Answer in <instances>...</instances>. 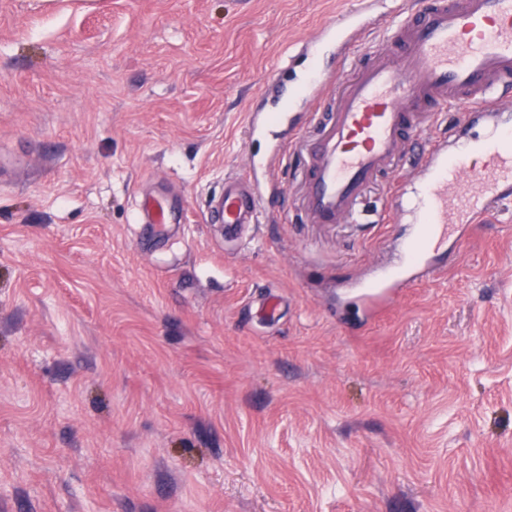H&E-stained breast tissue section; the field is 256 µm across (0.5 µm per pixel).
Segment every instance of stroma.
<instances>
[{"label":"stroma","mask_w":512,"mask_h":512,"mask_svg":"<svg viewBox=\"0 0 512 512\" xmlns=\"http://www.w3.org/2000/svg\"><path fill=\"white\" fill-rule=\"evenodd\" d=\"M358 2L0 0V512H512V203L370 304L409 216L306 223L245 138L330 106L260 89ZM255 162L241 174L224 177V191L214 205V217L225 228L261 224L267 214L266 191L254 175Z\"/></svg>","instance_id":"35a3bbf8"}]
</instances>
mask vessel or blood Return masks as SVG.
I'll return each mask as SVG.
<instances>
[{"label": "vessel or blood", "instance_id": "vessel-or-blood-1", "mask_svg": "<svg viewBox=\"0 0 512 512\" xmlns=\"http://www.w3.org/2000/svg\"><path fill=\"white\" fill-rule=\"evenodd\" d=\"M385 0L330 20L302 51L318 58L331 45L339 58L375 39L337 94L330 74L308 73L305 97L332 95L334 104L317 137L306 142L301 209L310 224H349L380 176L402 163L409 145L425 140L448 105L465 106L449 135L426 142L412 175L415 224L397 261L383 265L361 288L378 300L407 286L415 270L437 254L436 242L459 226L484 224L512 199V0H403L378 23ZM266 191L253 171L224 178L214 205L217 222L234 228L265 219Z\"/></svg>", "mask_w": 512, "mask_h": 512}]
</instances>
